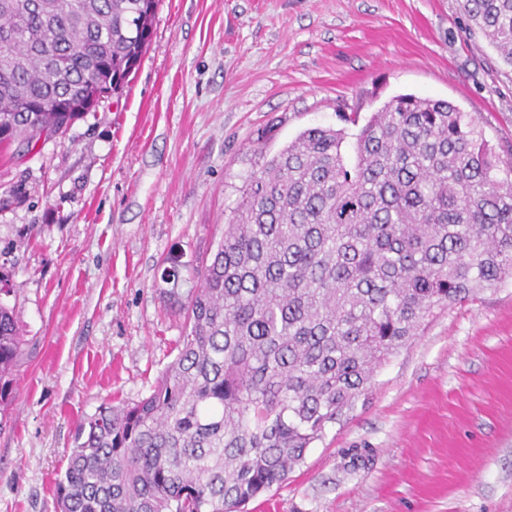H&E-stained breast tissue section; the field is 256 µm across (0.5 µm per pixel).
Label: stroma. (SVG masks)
<instances>
[{"mask_svg":"<svg viewBox=\"0 0 512 512\" xmlns=\"http://www.w3.org/2000/svg\"><path fill=\"white\" fill-rule=\"evenodd\" d=\"M464 0H159L128 83L0 147V272L22 333L0 400V512H53L76 423L145 396L182 333L163 270L213 259L249 176L302 131L443 99L512 153V67ZM247 512H512V281L435 310Z\"/></svg>","mask_w":512,"mask_h":512,"instance_id":"obj_1","label":"stroma"}]
</instances>
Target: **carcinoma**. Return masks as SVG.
Masks as SVG:
<instances>
[{
  "label": "carcinoma",
  "instance_id": "carcinoma-1",
  "mask_svg": "<svg viewBox=\"0 0 512 512\" xmlns=\"http://www.w3.org/2000/svg\"><path fill=\"white\" fill-rule=\"evenodd\" d=\"M157 0H0V146L122 87ZM512 67V0H464ZM252 173L150 392L75 426L54 512H243L282 483L434 311L512 279V159L445 100L400 94ZM17 183L0 209L21 201ZM22 346L0 301V399Z\"/></svg>",
  "mask_w": 512,
  "mask_h": 512
}]
</instances>
